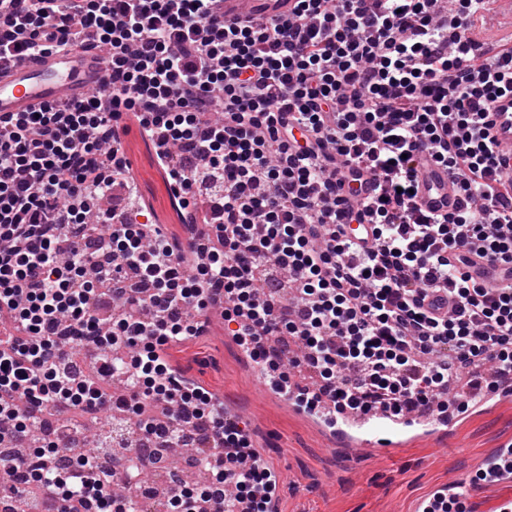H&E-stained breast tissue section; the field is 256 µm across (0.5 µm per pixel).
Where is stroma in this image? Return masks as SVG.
Instances as JSON below:
<instances>
[{
	"label": "stroma",
	"mask_w": 512,
	"mask_h": 512,
	"mask_svg": "<svg viewBox=\"0 0 512 512\" xmlns=\"http://www.w3.org/2000/svg\"><path fill=\"white\" fill-rule=\"evenodd\" d=\"M125 143L137 203L149 206L170 233L182 234L152 144L134 125ZM169 359L197 384L244 411L253 445L280 477L277 512H413L419 498L447 486L449 479L469 481L489 453L512 444L511 397L463 414L450 432L417 435L394 451H354L256 380L220 319L212 320L202 336L170 348Z\"/></svg>",
	"instance_id": "obj_1"
}]
</instances>
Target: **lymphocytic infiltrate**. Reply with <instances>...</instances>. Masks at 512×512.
<instances>
[{"label": "lymphocytic infiltrate", "mask_w": 512, "mask_h": 512, "mask_svg": "<svg viewBox=\"0 0 512 512\" xmlns=\"http://www.w3.org/2000/svg\"><path fill=\"white\" fill-rule=\"evenodd\" d=\"M296 0L288 17L224 21V0H0V65L78 47L96 35L109 82L79 102L0 116V440L32 433L35 409L117 417L164 408L139 428L174 434L199 420L212 457L252 456L216 394L186 379L167 350L200 336L191 309L223 299L224 323L278 389L307 410L383 414L419 406L465 413L512 378V288H490L448 251L512 264V153L488 137L489 106L512 93V50L468 35L486 0ZM132 116L155 146L193 244L96 204L133 189L124 137ZM428 154L464 205L433 216L412 192ZM84 225L82 235L70 225ZM107 224L111 252L99 262ZM344 224L372 227L359 245ZM124 274L152 283L121 293L101 325V289ZM449 297L445 311L425 307ZM90 371L64 369L74 344ZM68 427L35 448L36 512H112L93 458L54 466ZM210 488H179L178 512H271L268 468L216 465Z\"/></svg>", "instance_id": "1"}]
</instances>
